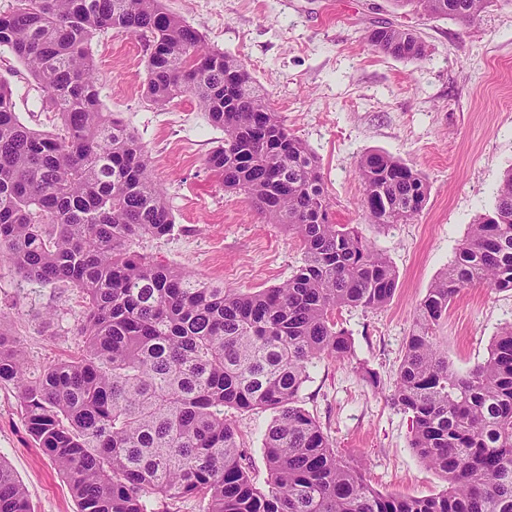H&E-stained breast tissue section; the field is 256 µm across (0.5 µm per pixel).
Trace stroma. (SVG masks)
Wrapping results in <instances>:
<instances>
[{"label": "stroma", "instance_id": "1", "mask_svg": "<svg viewBox=\"0 0 512 512\" xmlns=\"http://www.w3.org/2000/svg\"><path fill=\"white\" fill-rule=\"evenodd\" d=\"M205 43L241 60L269 90L289 132L316 155L336 223L359 225L385 253L398 288L382 309L345 308L336 321L352 342L342 361L309 369L301 406L320 423L339 455L365 463L382 493H441L443 478L411 446V421L390 395L416 310L447 269L469 227L491 212L495 191L512 169V0H491L470 26L452 19L398 16L390 0H165ZM413 26L427 47L412 63L374 51L367 33L384 22ZM102 111L112 113L149 150L175 227L143 238L135 251L239 291L282 284L300 265L295 235L266 223L242 195L225 190L208 169L224 141L194 101L160 107L144 94L147 45L105 29L91 38ZM0 80L31 128L54 131L43 91L8 47L0 46ZM388 153L425 177L429 201L413 221L366 224L356 162ZM87 312L79 289L23 281L0 263V331L19 341L43 369L78 356ZM512 323V291L464 290L435 330L454 369L483 362L499 329ZM380 381L372 386L364 371ZM239 441L251 475L265 486L262 439L271 412H237ZM0 460L25 488L33 512H78L69 484L31 437L14 385L0 383Z\"/></svg>", "mask_w": 512, "mask_h": 512}]
</instances>
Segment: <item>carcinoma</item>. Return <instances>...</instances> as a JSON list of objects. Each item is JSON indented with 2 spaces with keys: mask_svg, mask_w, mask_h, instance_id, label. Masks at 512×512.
<instances>
[{
  "mask_svg": "<svg viewBox=\"0 0 512 512\" xmlns=\"http://www.w3.org/2000/svg\"><path fill=\"white\" fill-rule=\"evenodd\" d=\"M392 4L471 25L487 0ZM105 28L147 42L151 102L188 97L224 128L207 166L299 239L302 263L288 281L236 291L131 251L140 238L170 235L174 221L151 154L101 110L87 43ZM367 41L407 62L427 56L408 25L380 26ZM1 44L59 125L29 128L0 81V261L25 281L80 289L87 315L83 352L47 369L0 332V381L17 386L27 427L79 512H170L167 502L188 496L204 512H512V323L465 373L434 336L464 290L512 291V169L421 302L391 394L410 415V447L447 488L384 494L362 463L336 453L298 397L309 366L351 353L334 311L384 307L398 276L357 228L332 222L317 157L288 132L267 89L163 0H15L0 15ZM357 171L368 223H407L424 209L427 181L400 160L370 152ZM232 409L274 413L262 442L265 489L249 475ZM0 512H31L2 461Z\"/></svg>",
  "mask_w": 512,
  "mask_h": 512,
  "instance_id": "obj_1",
  "label": "carcinoma"
}]
</instances>
